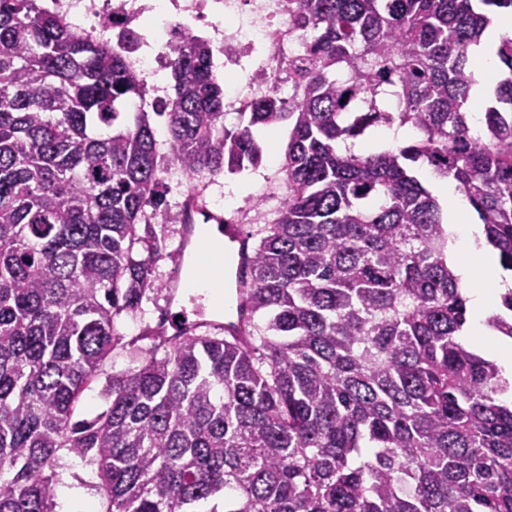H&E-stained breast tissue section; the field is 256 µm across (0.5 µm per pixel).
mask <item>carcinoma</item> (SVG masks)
Returning a JSON list of instances; mask_svg holds the SVG:
<instances>
[{
  "label": "carcinoma",
  "instance_id": "obj_1",
  "mask_svg": "<svg viewBox=\"0 0 512 512\" xmlns=\"http://www.w3.org/2000/svg\"><path fill=\"white\" fill-rule=\"evenodd\" d=\"M296 99L229 126L210 42L169 49L173 96L41 0H0V512H55L65 451L97 466L100 512H512V383L463 338L448 262L456 184L512 272V32L469 125V49L512 0H294ZM291 126L286 194L243 273V336L118 331L149 292L166 225L161 161L188 179L263 161ZM406 146L362 154L376 127ZM345 147H339V144ZM512 342V289L486 320ZM164 356L156 357L158 350ZM116 350L107 407L74 418Z\"/></svg>",
  "mask_w": 512,
  "mask_h": 512
}]
</instances>
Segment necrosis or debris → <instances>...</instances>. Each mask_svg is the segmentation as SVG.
Masks as SVG:
<instances>
[{"label": "necrosis or debris", "mask_w": 512, "mask_h": 512, "mask_svg": "<svg viewBox=\"0 0 512 512\" xmlns=\"http://www.w3.org/2000/svg\"><path fill=\"white\" fill-rule=\"evenodd\" d=\"M51 5L69 24L88 18L86 34L123 45L129 68L153 81L167 67L174 33L200 23L211 32L225 68L241 66L256 49H263L260 63L225 94L228 111H248L271 90L286 99L298 93L286 75L300 50L298 33L288 21V0H51Z\"/></svg>", "instance_id": "obj_1"}]
</instances>
